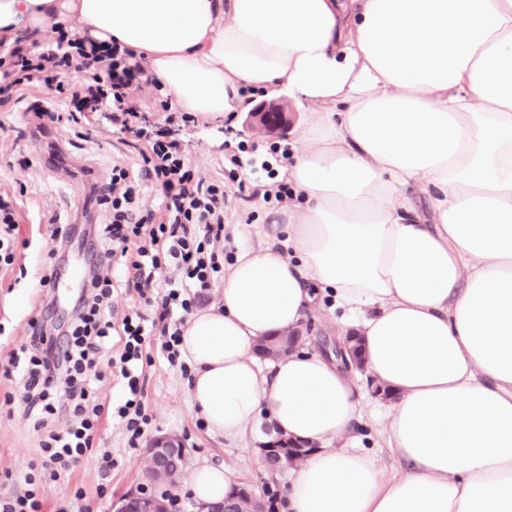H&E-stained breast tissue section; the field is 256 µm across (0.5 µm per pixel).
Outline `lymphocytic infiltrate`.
Returning a JSON list of instances; mask_svg holds the SVG:
<instances>
[{"label": "lymphocytic infiltrate", "instance_id": "obj_1", "mask_svg": "<svg viewBox=\"0 0 512 512\" xmlns=\"http://www.w3.org/2000/svg\"><path fill=\"white\" fill-rule=\"evenodd\" d=\"M51 31L45 42L34 32L20 33L10 43L0 39V112L11 113L31 90H49L48 106L26 113L27 121L59 124L101 113L114 133L141 143V165L133 171L113 163L96 192L104 214L93 229L97 260L73 308L65 346L55 349L34 319L25 343L0 365L1 378L21 383L18 394L1 401L8 406L21 401L41 434L40 458L25 478L26 491H1L0 512H42L37 485L57 480L94 448L103 420L121 421L129 446H137L150 423L141 380L147 345L155 344L170 365H178L187 315L224 275L214 244L224 236L228 191L223 178L192 163L179 136L193 115L161 94L143 57L61 25ZM72 74L80 75L78 86L68 83ZM143 86L151 88V96L134 99L133 90ZM144 189L151 205L132 211ZM17 205L15 192L0 189V270L13 268L21 246ZM121 289L137 294L146 312L114 318L112 296ZM103 360L118 395L100 388ZM60 412L69 415L68 424L48 428V418Z\"/></svg>", "mask_w": 512, "mask_h": 512}]
</instances>
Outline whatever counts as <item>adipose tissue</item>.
I'll use <instances>...</instances> for the list:
<instances>
[{
    "mask_svg": "<svg viewBox=\"0 0 512 512\" xmlns=\"http://www.w3.org/2000/svg\"><path fill=\"white\" fill-rule=\"evenodd\" d=\"M53 23L144 55L202 119L253 89L304 108L272 235L182 331L208 431L313 444L289 512H512V0H0V37ZM326 302L393 393L401 474L343 446L365 404L336 359L255 356ZM236 485L188 478L202 503Z\"/></svg>",
    "mask_w": 512,
    "mask_h": 512,
    "instance_id": "1",
    "label": "adipose tissue"
}]
</instances>
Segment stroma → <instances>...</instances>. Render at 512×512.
Wrapping results in <instances>:
<instances>
[{
	"mask_svg": "<svg viewBox=\"0 0 512 512\" xmlns=\"http://www.w3.org/2000/svg\"><path fill=\"white\" fill-rule=\"evenodd\" d=\"M247 115L235 113L229 121L198 123L183 128L194 161L213 175H221L224 161V141L234 137L253 150V162L244 166L247 183H270L271 173L283 165L280 157L271 154V144H287V136L272 134L258 137L246 127ZM57 154L59 166L47 168L44 159ZM123 157L130 167H137V151L118 142L109 122L101 115H89L87 126L70 125L49 128L35 138L19 133L18 129H0V185L20 191L18 211L19 236L27 242L18 258L22 271H8L6 285L0 288V362L9 351L25 341L30 319L42 320L47 333L57 343H65L64 331L72 315V290L67 286L42 295L34 286L40 274L41 257L49 243L48 218L76 227L84 234L82 245L72 247L64 265L78 264L85 249L95 242L87 236L88 225L82 208L90 200V176L107 178L112 160ZM278 202H265L263 197L239 202L227 212L224 227V259L232 261L239 246L255 242L260 226L270 224ZM145 407L151 418L148 438L171 435L181 439L188 449L192 464L203 462L230 468L236 479L251 484L256 494L265 488L286 490L290 471L270 474L262 451L247 448L214 437L199 427L191 406L189 378L179 368L170 366L160 355H153L145 366ZM366 415L350 440L352 446L372 454L387 472L400 473L406 468L386 446L382 416L387 402L366 396ZM146 440L129 447L128 436L118 421H104L98 448L92 449L71 472L57 481L43 485L44 512H113L115 502L132 491H143L147 483L143 476V456ZM111 452L112 469H104L101 456ZM40 454L39 438L30 421L22 413H0V489L24 492V477L32 461ZM82 489V499H75V489Z\"/></svg>",
	"mask_w": 512,
	"mask_h": 512,
	"instance_id": "1",
	"label": "stroma"
}]
</instances>
